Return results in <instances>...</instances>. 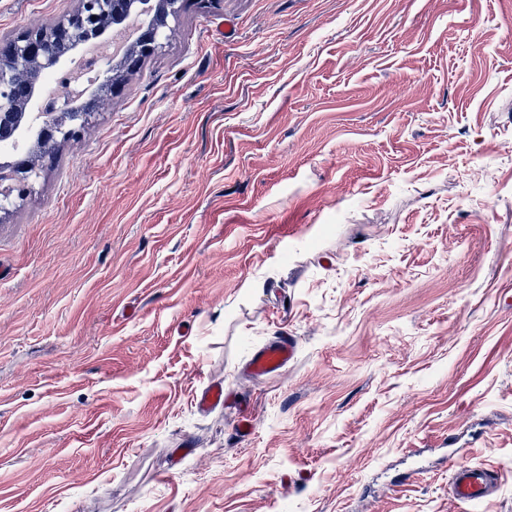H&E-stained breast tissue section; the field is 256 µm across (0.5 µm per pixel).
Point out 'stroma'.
<instances>
[{
	"instance_id": "35a3bbf8",
	"label": "stroma",
	"mask_w": 512,
	"mask_h": 512,
	"mask_svg": "<svg viewBox=\"0 0 512 512\" xmlns=\"http://www.w3.org/2000/svg\"><path fill=\"white\" fill-rule=\"evenodd\" d=\"M77 6L0 0V38ZM169 27L0 213V512H512V0ZM296 350L297 341L293 336L269 343L253 353L248 363L249 372L255 377L277 374L294 358ZM498 476L495 472L480 466L457 467L448 487L450 497L469 505L488 498L498 490Z\"/></svg>"
}]
</instances>
